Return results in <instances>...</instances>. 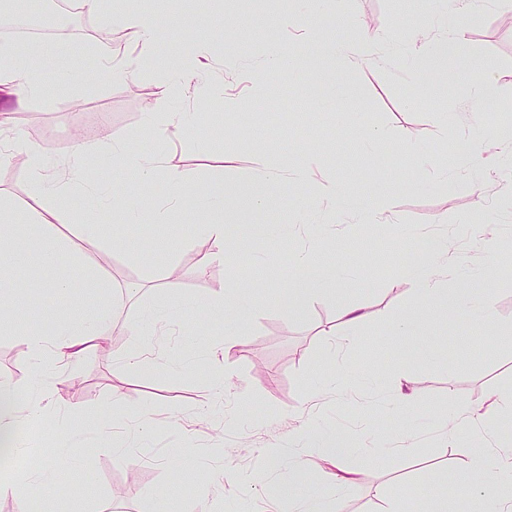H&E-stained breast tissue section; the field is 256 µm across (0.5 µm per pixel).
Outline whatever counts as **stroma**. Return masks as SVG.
<instances>
[{"label": "stroma", "mask_w": 512, "mask_h": 512, "mask_svg": "<svg viewBox=\"0 0 512 512\" xmlns=\"http://www.w3.org/2000/svg\"><path fill=\"white\" fill-rule=\"evenodd\" d=\"M168 9L182 23L163 25L158 55L222 29L209 76L241 99L240 111L189 103L191 124L171 141H156L142 114L166 70H146L127 90L122 70L100 78L98 57L136 55L137 40L116 23L111 44H103V26L88 12L78 16L80 32L70 39L75 51L60 61L43 97L12 112L11 134L40 146L51 167L76 149L79 134L102 143L117 136L136 151L164 154L171 165L195 171L200 183L223 176L231 196L254 187L264 165L289 168L296 156L318 147L325 157L321 181L386 205L391 221L329 223L315 195L284 178L262 212L227 205L224 242L240 244L243 253L203 268L199 262L212 246L198 227L211 223L209 213L188 206L151 223L169 186L158 181L141 188L119 162L92 160L89 171L106 184L108 201L92 208L74 193L66 203L69 223L53 232L64 237L80 224L101 225V236L84 241L83 251L99 268L102 287H85L77 277L69 294L57 297L42 285L48 270L37 248L23 240L28 260L21 276L31 287L7 302L29 327L50 324L60 307L81 314L104 307L105 332L97 347L67 364L26 361L19 337L0 332V381L12 383L19 399L36 387L52 402L48 415L20 434L30 472H43L60 450L71 457L60 468L56 492L43 494L34 483L0 494V512H21L29 498L41 502L43 512H193L202 501L210 512H272L276 485L290 479L303 487L318 484L328 498L342 495L347 512H402L403 487L427 490L435 477L453 480L467 467L439 424L458 407L493 399L499 413L481 432L488 452L506 458L512 452V195L505 187L512 182V145L497 159H458L451 147L471 137L469 111L448 72L413 75L407 46L416 29H432L451 15L468 41L459 75L477 80L494 74L495 110L512 114V0H458L452 9L445 0H346L341 14L313 19L305 0H217L211 6L171 0ZM282 14L338 39L354 28L380 33L385 61L347 65L323 56L313 42L290 76L267 75L263 93L252 95L244 70L263 66L265 46L286 40L275 22ZM75 73L81 83L72 82ZM318 80L343 84L346 99L308 97ZM287 102L294 106L291 129L270 120ZM342 112L351 113V122L339 121ZM368 126L388 137L387 149L366 140ZM420 148L445 175L424 180ZM36 189L23 154L0 162V196L26 212L36 204ZM303 204L311 223L295 221ZM263 224L281 225L282 237L260 238ZM484 225L494 229L499 258L489 270L480 244ZM443 235L452 241L453 279H476L490 297V326L454 313L446 300H435L437 316L426 315L425 303L398 279L402 253L426 254ZM303 246L314 247L317 264L345 270L353 281L295 307L288 299L290 256ZM224 291L249 294L252 301L239 320L242 336L223 364L229 386L222 395L211 389L210 350L224 326L200 309L186 329L154 337L157 367H123L137 344L132 327L144 307L202 303ZM347 304L366 317L355 345L340 357L332 331ZM404 314L418 320L420 334L398 341L391 326ZM402 392L412 395L411 403H401ZM75 409L93 416V423L80 424L71 415ZM337 431L355 446L344 463L354 479L340 489L330 481L333 466L321 458H304L290 474L271 471L261 454L274 445L306 448ZM119 445L128 449L121 459L113 454ZM176 467L192 479L175 488L170 475Z\"/></svg>", "instance_id": "obj_1"}]
</instances>
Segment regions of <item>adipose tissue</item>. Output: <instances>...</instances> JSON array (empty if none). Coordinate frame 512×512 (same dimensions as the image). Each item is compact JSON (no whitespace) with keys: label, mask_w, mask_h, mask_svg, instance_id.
<instances>
[{"label":"adipose tissue","mask_w":512,"mask_h":512,"mask_svg":"<svg viewBox=\"0 0 512 512\" xmlns=\"http://www.w3.org/2000/svg\"><path fill=\"white\" fill-rule=\"evenodd\" d=\"M169 0H153L151 8L120 13L119 18L127 27L135 29L139 36L141 51L139 56L125 65L128 79H135L142 67L153 62L157 43V32L162 16L168 10ZM281 28H300L299 41L275 43L266 49L265 69L269 72L286 70L299 54L300 43L318 39L319 34L309 25L297 24L291 17L279 19ZM211 34L201 35L192 45L190 52L178 53L171 57L169 69L172 77L163 83L154 100L142 116L145 128L153 132L159 141H166L190 122L187 112H174L170 104L175 100L208 101L223 104L225 111L237 108L233 99L222 96L220 86L205 79V61L210 52ZM467 46L464 31L452 35L437 36L420 33L411 41L410 47L416 72L450 70L462 59ZM324 54L339 58L351 65H373L383 55V39L378 35L364 34L345 41L324 42ZM73 48L65 42L46 44L40 47L41 64L35 69L19 68L21 56L19 46L11 41H0V103L18 108L38 98L54 71L56 61L71 55ZM466 95L472 106L474 118L472 126L477 130L476 138L469 140V157H479L505 143L506 137L499 130L486 126L481 118L484 108L497 98V81L494 76L471 83ZM26 155L30 172L37 178L43 201L34 215H26L13 205L0 198V270L9 271L13 265L12 240L5 231V225L20 223L42 252L47 266L53 274L47 281L58 295H66L72 286V272H79L88 287H99L101 279L98 270L88 264L83 256L82 239L97 235L98 227L84 224L80 235L75 239L60 240L50 235L49 230L64 223L67 212L64 201L70 192L83 189L92 205H99L96 182L89 178L87 160L89 157L112 156L144 184L166 181L171 192L162 209L156 210L153 221H160L166 210L193 202L208 211L213 223L203 225V232L213 244L214 256L224 254V208L227 199L224 195L223 178H214L210 187L198 190L197 175L194 171L163 164L161 160L148 157L131 149L125 141L114 140L105 146L93 140H81L76 151L62 167L50 171L45 166L44 153L33 143L21 139L0 138V157L8 158L12 152ZM327 202L328 214L350 212L359 224H385L389 218L383 207H372L360 199L350 198L335 185L321 188ZM447 246H440L427 259H418L402 265L398 277L408 283L416 296L422 300L451 295L456 310L468 312L480 324L492 318V304L480 296L477 289L466 281L449 286L451 271L448 267ZM293 268L291 286L294 301H302L317 296L327 287L343 286V279L329 270L318 269L309 253L299 251L290 258ZM104 309H97L93 318L81 319L73 312L62 311L54 316L50 330L27 328L15 325L13 318L0 304V329L15 328L24 343L28 357L49 361H72L80 358L91 342L102 334L100 322L104 319ZM468 470L460 474L459 485L464 489L470 512H512V478L508 477L498 459L484 449H467Z\"/></svg>","instance_id":"ef3b65f1"}]
</instances>
